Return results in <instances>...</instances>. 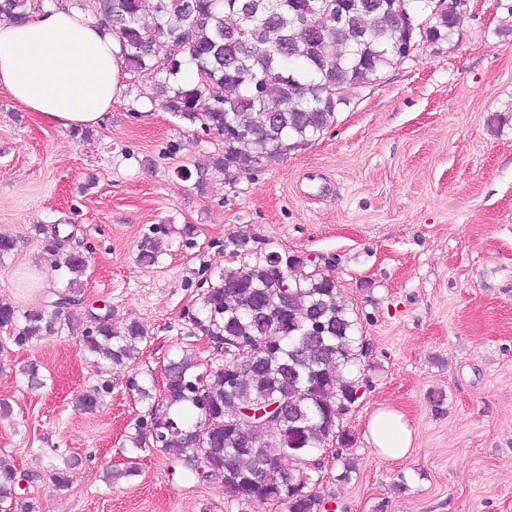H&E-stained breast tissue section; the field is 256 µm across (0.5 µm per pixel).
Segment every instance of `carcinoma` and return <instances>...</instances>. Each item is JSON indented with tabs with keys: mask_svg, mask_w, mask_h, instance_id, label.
Returning a JSON list of instances; mask_svg holds the SVG:
<instances>
[{
	"mask_svg": "<svg viewBox=\"0 0 512 512\" xmlns=\"http://www.w3.org/2000/svg\"><path fill=\"white\" fill-rule=\"evenodd\" d=\"M116 37L126 74L151 76L154 109L216 134L221 148L195 171L206 187L209 170L224 169L233 153L251 173L258 160L280 162L288 151L319 138L350 104L347 91L363 88L402 61L397 46L406 27L413 39H451L461 25L458 0H75ZM29 0H0V21H21ZM187 68L197 79L185 85ZM65 286L56 300L21 310L0 300V328L19 347L74 328L75 305L87 256L44 244ZM160 240L140 245L141 262L160 256ZM200 297L193 324L217 352L202 360L182 348L165 365L160 396L154 385L136 387L147 413L127 436V462L106 471L109 484L140 475L141 454L168 456L186 480L201 476L195 461L223 482L224 512H255L282 502L285 512H321L315 490L327 446L352 445L342 416L359 399L366 355L356 313L338 298L335 280L309 269L308 259L284 253L234 252ZM284 279L264 271L277 258ZM151 336L137 320L120 326L107 317L84 328L80 342L91 367H130ZM19 372L29 388L44 380L36 364ZM106 387L79 396L94 412ZM17 473L0 461V512H12Z\"/></svg>",
	"mask_w": 512,
	"mask_h": 512,
	"instance_id": "1",
	"label": "carcinoma"
}]
</instances>
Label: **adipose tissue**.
<instances>
[{
  "mask_svg": "<svg viewBox=\"0 0 512 512\" xmlns=\"http://www.w3.org/2000/svg\"><path fill=\"white\" fill-rule=\"evenodd\" d=\"M117 40L87 16L62 8L0 22V88L56 128L103 123L121 90ZM380 453L404 455L413 432L398 410L383 408L367 425Z\"/></svg>",
  "mask_w": 512,
  "mask_h": 512,
  "instance_id": "obj_1",
  "label": "adipose tissue"
}]
</instances>
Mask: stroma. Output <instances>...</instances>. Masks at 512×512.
<instances>
[{
	"label": "stroma",
	"instance_id": "35a3bbf8",
	"mask_svg": "<svg viewBox=\"0 0 512 512\" xmlns=\"http://www.w3.org/2000/svg\"><path fill=\"white\" fill-rule=\"evenodd\" d=\"M512 0H468L458 32L418 41L409 57L354 92L315 141L279 164L207 189L179 176L215 134L151 110L147 78L125 84L105 124L73 133L41 121L0 89V234L16 239L0 261V299L43 305L64 282L43 245L87 254L82 323L135 319L151 340L129 368L99 373L78 335L15 346L0 329V459L21 474V502L39 512H199L223 508L219 478L173 475L148 454L135 480L107 487L122 444L143 416L137 383L160 374L179 347L212 348L191 317L210 273L228 262L238 233L255 249L308 257L357 313L369 385L343 419L356 471L336 482L325 457L319 491L335 512H512V128L491 113L512 101ZM193 226L182 236L184 226ZM168 227L157 264L139 245ZM38 364L44 388L28 390L20 366ZM109 385L93 414L78 405ZM442 394L434 406V394ZM404 413L414 441L379 455L367 433L380 408ZM75 463L73 483L50 475Z\"/></svg>",
	"mask_w": 512,
	"mask_h": 512
}]
</instances>
